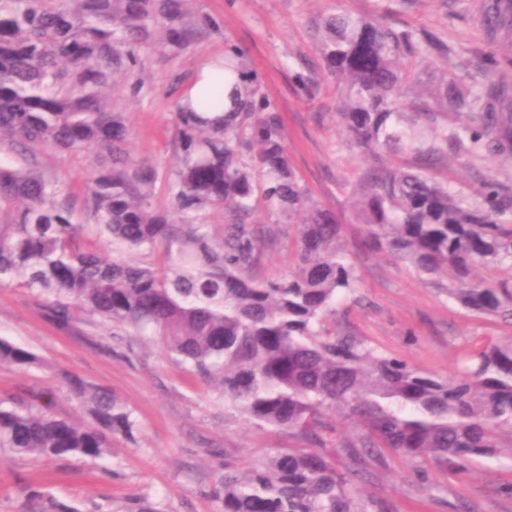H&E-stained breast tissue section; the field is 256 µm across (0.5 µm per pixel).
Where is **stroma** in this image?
Wrapping results in <instances>:
<instances>
[{
	"instance_id": "stroma-1",
	"label": "stroma",
	"mask_w": 512,
	"mask_h": 512,
	"mask_svg": "<svg viewBox=\"0 0 512 512\" xmlns=\"http://www.w3.org/2000/svg\"><path fill=\"white\" fill-rule=\"evenodd\" d=\"M475 0H195L201 28L195 43L174 53L148 47L142 67L112 85V100L127 114L133 159L167 168L174 113L184 90L211 58L228 48L257 75L275 105L299 183L311 199L333 211L354 267V288L337 307L335 326L389 355L441 376L456 374L468 356L512 341V318L483 316L453 304L454 282L440 275L427 282L406 263L363 246V227L353 193L373 158L353 146L338 117L334 78L324 72L313 37L325 16L348 11L427 35L448 48L425 67L422 80L441 70L480 91L487 81L512 87V32L479 23ZM143 83L139 95L131 86ZM106 154L49 151L39 155L62 183L75 216H82L86 181ZM471 204H480L484 180L512 194V161L486 151L449 154L432 170ZM276 246L266 250L258 277L275 280L293 269L297 228L282 224ZM0 337L39 354L43 369L26 372L0 365V397L26 391L53 394L51 410L77 423L87 417L64 385L66 375L109 390L132 411L135 442L117 436L105 462L87 458H18L0 452V512H23L31 491H48L80 512H123L149 498L165 512H216L213 491L225 466L243 470L266 460L273 448H292L283 429L247 422L224 404L214 386L172 362L161 345L142 336L132 348L108 352L103 326L90 318L60 330L45 317L41 299L27 289L0 286ZM359 500H384L389 512H512V449L500 459L473 464L466 473L429 468L419 479L412 463L389 455L385 468L353 486Z\"/></svg>"
}]
</instances>
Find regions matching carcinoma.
I'll list each match as a JSON object with an SVG mask.
<instances>
[{
    "mask_svg": "<svg viewBox=\"0 0 512 512\" xmlns=\"http://www.w3.org/2000/svg\"><path fill=\"white\" fill-rule=\"evenodd\" d=\"M495 0L490 21L512 27ZM191 0H0V143L30 157L0 166V284L35 291L52 322L70 329L96 317L109 339L153 336L176 363L222 391L248 421L286 429L299 442L245 472L226 468L213 493L217 512H387L359 502L354 482L391 451L426 473L498 456L512 437V342L473 354L441 378L364 339L338 333L328 320L353 288L341 225L314 204L292 168L274 106L248 76L235 111L209 118L177 107L165 170L171 205L154 204L157 167L131 160L125 113L110 94L114 77L140 64L153 45L173 52L196 40ZM317 47L338 83L340 119L366 153L394 151L414 166L377 163L353 201L364 247L408 263L426 276H454L450 297L479 314L512 316V290L476 277L478 263L512 261V199L484 185L473 208L430 170L459 154H512V89L490 82L473 95L446 72L428 91L407 60L444 48L415 32L338 12L317 25ZM480 112V126L448 136L436 114ZM46 150L101 151L107 162L86 183L84 217L74 221L60 181L38 162ZM298 224L295 266L285 279L260 281L253 269L278 230L258 227L256 201ZM224 218L213 233L210 219ZM139 251L131 263L120 257ZM39 370L30 349L0 338V364ZM68 395L89 421L76 424L35 404L26 392L0 398V451L20 458L110 454L112 436L135 439L137 423L111 392L77 376ZM362 425L330 454L336 414ZM346 460L340 469L336 457ZM26 512H79L48 492L27 498Z\"/></svg>",
    "mask_w": 512,
    "mask_h": 512,
    "instance_id": "obj_1",
    "label": "carcinoma"
}]
</instances>
